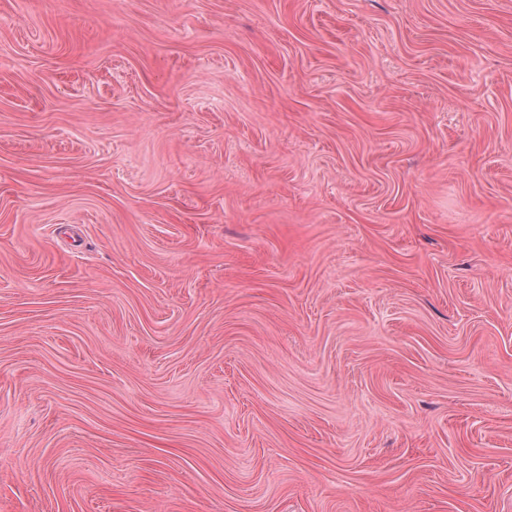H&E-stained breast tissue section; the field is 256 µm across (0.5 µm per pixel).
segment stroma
Segmentation results:
<instances>
[{
  "label": "stroma",
  "mask_w": 512,
  "mask_h": 512,
  "mask_svg": "<svg viewBox=\"0 0 512 512\" xmlns=\"http://www.w3.org/2000/svg\"><path fill=\"white\" fill-rule=\"evenodd\" d=\"M0 512H512V0H0Z\"/></svg>",
  "instance_id": "1"
}]
</instances>
